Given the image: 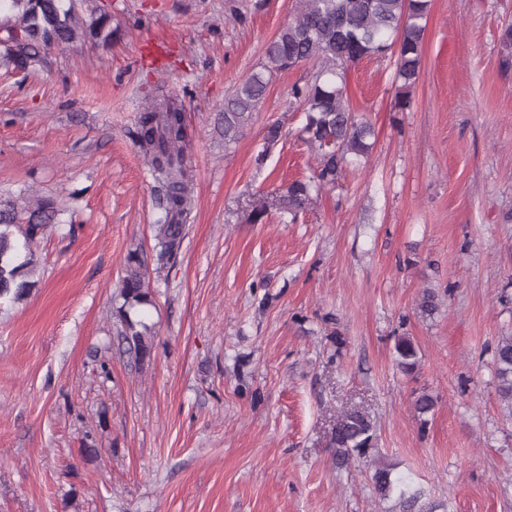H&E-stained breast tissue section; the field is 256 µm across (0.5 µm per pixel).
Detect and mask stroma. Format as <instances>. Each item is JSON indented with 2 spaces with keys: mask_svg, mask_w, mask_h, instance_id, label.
<instances>
[{
  "mask_svg": "<svg viewBox=\"0 0 512 512\" xmlns=\"http://www.w3.org/2000/svg\"><path fill=\"white\" fill-rule=\"evenodd\" d=\"M93 2L112 41L51 50L23 82L0 65V194L61 210L36 238L31 295L0 305V512H388L364 463H335L351 408L447 512H512L492 359L512 331V0H430L406 111L393 57L351 67L348 100L378 139L294 221L255 212L315 166L288 96L313 64L272 79L233 148L217 132L293 0ZM158 91L184 106L194 210L176 265L148 271L140 364L113 312L128 251L153 254L157 181L132 132ZM272 124L283 138L256 165ZM399 336L422 355L410 375ZM395 364L404 374L415 372L420 363V350L414 341L407 336H399L394 342Z\"/></svg>",
  "mask_w": 512,
  "mask_h": 512,
  "instance_id": "obj_1",
  "label": "stroma"
}]
</instances>
